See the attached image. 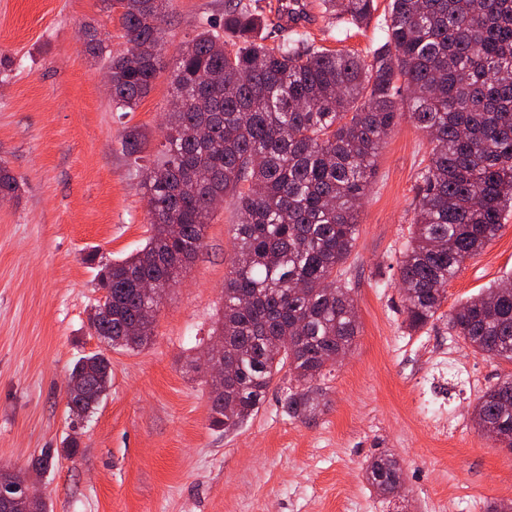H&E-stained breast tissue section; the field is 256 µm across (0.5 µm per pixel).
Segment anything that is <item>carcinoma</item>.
<instances>
[{"label":"carcinoma","mask_w":512,"mask_h":512,"mask_svg":"<svg viewBox=\"0 0 512 512\" xmlns=\"http://www.w3.org/2000/svg\"><path fill=\"white\" fill-rule=\"evenodd\" d=\"M105 2L119 12L128 48L114 56L93 34L87 48L109 63L115 109L133 112L162 69L171 0ZM321 6L338 26L360 27L376 10L375 0ZM385 25V41L362 55L317 47L303 33L269 45L259 0H227L224 23L200 19L175 59L163 149L141 167L151 235L136 253L98 262L107 312L89 321L114 348L148 345L153 318L142 315L141 284L155 282L161 304L202 248L213 202L234 197V256L214 329L229 371L209 384L217 428L252 418L284 369L295 381L282 405L288 417L311 419L326 406L318 381L359 330L342 266L375 158L403 116L432 144L398 261L407 329L434 320L444 286L512 207V0H391ZM19 192L0 164V198ZM448 329L474 351L512 361V280L462 303ZM110 384L104 355L79 358L71 409L90 415ZM473 415L512 451V379L487 388ZM367 481L394 494L399 460L374 458Z\"/></svg>","instance_id":"cac0c4a2"}]
</instances>
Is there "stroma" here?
Wrapping results in <instances>:
<instances>
[{
    "label": "stroma",
    "instance_id": "35a3bbf8",
    "mask_svg": "<svg viewBox=\"0 0 512 512\" xmlns=\"http://www.w3.org/2000/svg\"><path fill=\"white\" fill-rule=\"evenodd\" d=\"M225 0H172L163 25L173 61L203 17ZM315 45L364 53L384 36L389 0L367 28L340 38L320 0H302ZM113 53L126 48L118 13L103 0H0V162L19 199L0 203V468L31 470L49 512H487L512 501V451L473 420L478 398L512 378V362L474 352L448 333V315L512 275V211L497 237L445 287L437 317L404 324L397 261L409 238L418 172L431 150L402 120L386 137L359 207L347 260L359 332L322 380L326 406L310 420L283 412L288 373L273 380L248 423H211L209 386L189 362L211 341L234 252V198H225L204 245L163 299L150 345L115 349L90 328L102 293L87 256L123 258L151 231L147 198L126 132L144 134L155 159L169 110L162 70L136 111L112 106L105 63L85 49L86 25ZM104 354L112 380L84 420L67 407V381L82 356ZM77 440L79 452L62 450ZM59 456L31 466L45 449ZM394 454L402 492L385 497L366 480L370 461Z\"/></svg>",
    "mask_w": 512,
    "mask_h": 512
}]
</instances>
